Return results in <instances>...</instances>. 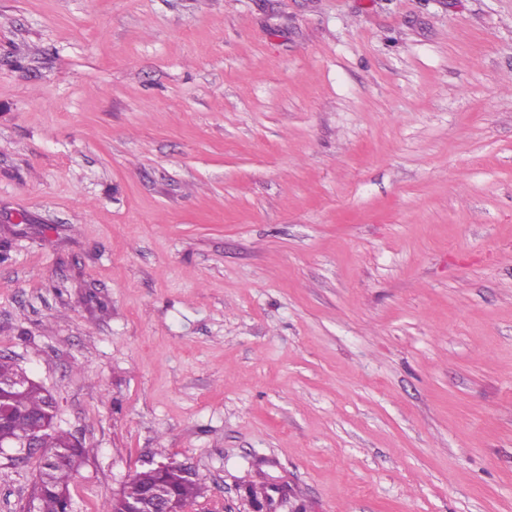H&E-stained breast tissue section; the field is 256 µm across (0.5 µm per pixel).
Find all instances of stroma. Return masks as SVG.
<instances>
[{
	"label": "stroma",
	"mask_w": 512,
	"mask_h": 512,
	"mask_svg": "<svg viewBox=\"0 0 512 512\" xmlns=\"http://www.w3.org/2000/svg\"><path fill=\"white\" fill-rule=\"evenodd\" d=\"M0 245L74 512H512V0H0ZM157 469H176L181 475L175 471H159L153 469H143L137 472L124 486L122 490L123 496H130L139 492L140 487L149 484L163 483L168 485L173 495L181 502L184 512L192 507L196 499L200 496V487L191 478V473L185 465L175 462H158L151 463ZM186 478H184V477ZM187 511H186V510ZM161 501H165L167 505L166 510L162 512H175L168 510L173 504L167 502L168 497L163 487L159 484L146 487L138 497H122V512H147L146 509L148 507Z\"/></svg>",
	"instance_id": "35a3bbf8"
}]
</instances>
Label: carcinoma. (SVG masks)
<instances>
[{"instance_id":"1","label":"carcinoma","mask_w":512,"mask_h":512,"mask_svg":"<svg viewBox=\"0 0 512 512\" xmlns=\"http://www.w3.org/2000/svg\"><path fill=\"white\" fill-rule=\"evenodd\" d=\"M18 404L29 419H20L11 429L3 431L0 438L5 442L28 433L33 423L44 420L55 407V398L41 384L32 381L19 394ZM44 435V447L48 448V452L43 458L34 487L46 483L51 491L39 495L38 512H67L69 502L72 501L69 484L84 462V448L72 447V433L62 429H48ZM155 483L168 485L186 510L200 496V487L196 481L186 479L175 471L162 472L147 468L137 472L125 484L122 495L136 494L140 487Z\"/></svg>"}]
</instances>
